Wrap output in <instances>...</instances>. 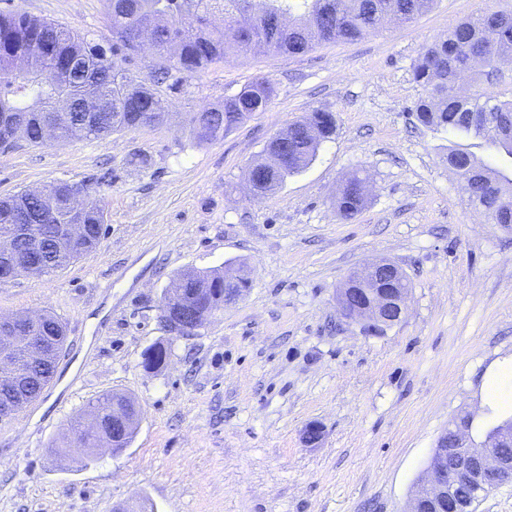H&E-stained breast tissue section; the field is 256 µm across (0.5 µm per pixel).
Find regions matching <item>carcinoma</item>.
<instances>
[{"label": "carcinoma", "instance_id": "cac0c4a2", "mask_svg": "<svg viewBox=\"0 0 512 512\" xmlns=\"http://www.w3.org/2000/svg\"><path fill=\"white\" fill-rule=\"evenodd\" d=\"M433 0H107L112 20V48L73 34L54 23L32 19L13 11H0V117L20 112L23 121L0 122V147L8 149L19 140L40 144L42 121L57 117V131L65 140L98 139L146 121L159 125L166 120V100L117 68L112 55L123 48L137 47L135 33L151 21L161 24L159 39L176 58L177 67L160 68L157 74L168 88L178 90L184 75L215 61L248 52H282L298 55L325 42L349 43L359 40L389 15L410 22L428 11ZM283 14L292 18L286 28L279 26ZM58 47L52 61L37 56L34 45ZM482 53L487 70L474 78L469 92H456L458 76L467 69L470 57ZM34 59L44 68L62 74L74 62L91 61L99 86L111 96L110 112L87 115L70 99L80 92V84L51 85L37 71L20 65ZM512 59V14L484 11L457 24L443 38L424 48L413 67V79L420 88L413 112L417 121L434 132L464 134L484 140L503 159L512 160V98L486 93L482 84L503 81L497 76L501 62ZM274 96L273 83L257 78L238 93L224 98L220 107L192 113L189 126L201 143L224 138L256 112L268 109ZM335 124L330 113L316 111L306 121L288 126V138L268 142L264 148L269 161L254 171L253 190L270 193L291 174L306 168L319 145L330 139ZM448 169L464 182L469 202L491 224H512V178L485 164L467 151L448 148ZM361 180H347L337 197L342 219L356 217L365 205ZM16 197L0 199V238H13L17 249L27 251L20 240V227L11 223ZM31 223L37 227L38 249L29 258L12 259L1 253L0 268L12 261L18 276H43L62 270L95 250L104 234L105 216L89 200L86 233L73 243L63 233L66 217L62 210L48 211L34 199L30 202ZM182 287L191 290L185 300L206 311L224 309V275L216 270L180 273ZM41 358L31 366L26 353L19 351L12 389H0V403L19 406L35 401L52 381L54 364L67 340L63 322L45 314L39 326ZM123 395L107 393L89 402L97 412L99 436L110 438L112 406Z\"/></svg>", "mask_w": 512, "mask_h": 512}]
</instances>
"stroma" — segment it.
Masks as SVG:
<instances>
[{
    "instance_id": "stroma-1",
    "label": "stroma",
    "mask_w": 512,
    "mask_h": 512,
    "mask_svg": "<svg viewBox=\"0 0 512 512\" xmlns=\"http://www.w3.org/2000/svg\"><path fill=\"white\" fill-rule=\"evenodd\" d=\"M512 0H435L351 43L304 54L250 52L155 84L159 55L115 57L156 85L168 122L110 136L0 152V198L59 181L94 183L106 214L98 248L66 268L0 284V316L54 312L69 343L33 413L0 422V512H407L438 437L461 417L483 443L502 421L480 387L512 364V227L469 205L448 168V136L422 127L412 66L421 48ZM112 45L105 0H0ZM276 95L223 139L199 143L189 113L216 107L254 77ZM336 130L307 168L253 198L249 168L311 112ZM367 202L351 221L336 195L352 175ZM387 259L410 282L408 312L375 332L343 319L346 277ZM242 265L246 294L196 335L160 321L180 272ZM163 343L166 365L141 366ZM107 392L140 407L131 444L88 465L69 429ZM323 428L306 446L309 424Z\"/></svg>"
}]
</instances>
